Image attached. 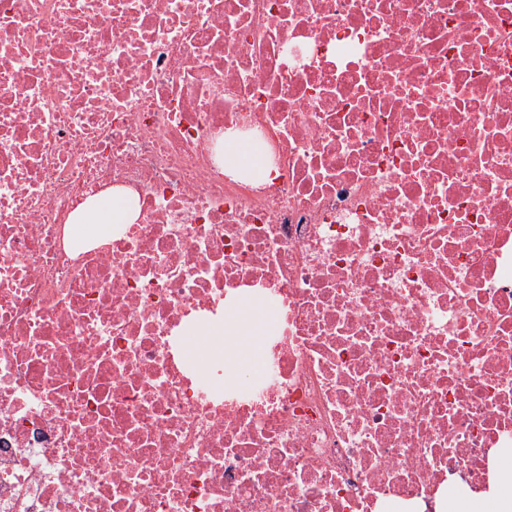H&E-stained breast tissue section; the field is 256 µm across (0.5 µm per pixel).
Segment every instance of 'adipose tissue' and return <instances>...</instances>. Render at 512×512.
<instances>
[{
  "label": "adipose tissue",
  "instance_id": "ef3b65f1",
  "mask_svg": "<svg viewBox=\"0 0 512 512\" xmlns=\"http://www.w3.org/2000/svg\"><path fill=\"white\" fill-rule=\"evenodd\" d=\"M135 219V210L121 195L86 206L74 218L73 237L78 246L111 237ZM274 325L271 307L243 297L225 310L224 319L189 328L185 355L197 370H205L215 358L229 362L224 373L228 385L242 386L260 368L264 341ZM435 512H512V453L497 461V475L489 489L465 491L451 500H437Z\"/></svg>",
  "mask_w": 512,
  "mask_h": 512
}]
</instances>
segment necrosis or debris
<instances>
[{
	"label": "necrosis or debris",
	"mask_w": 512,
	"mask_h": 512,
	"mask_svg": "<svg viewBox=\"0 0 512 512\" xmlns=\"http://www.w3.org/2000/svg\"><path fill=\"white\" fill-rule=\"evenodd\" d=\"M511 447L512 0H0V512H434ZM226 157L236 159L240 165L248 166L253 169L255 174L263 177L266 172L261 167V159L248 143L240 141H229L225 146ZM135 219L133 205L121 195L86 206L74 217L73 237L80 247L112 236V231L131 224ZM274 309L252 304L241 297L225 310L223 322L202 323L189 328L185 355L199 371L210 360L224 359L230 368L224 372V385L242 386L260 368L265 336L274 325Z\"/></svg>",
	"instance_id": "4bbe7bcc"
}]
</instances>
